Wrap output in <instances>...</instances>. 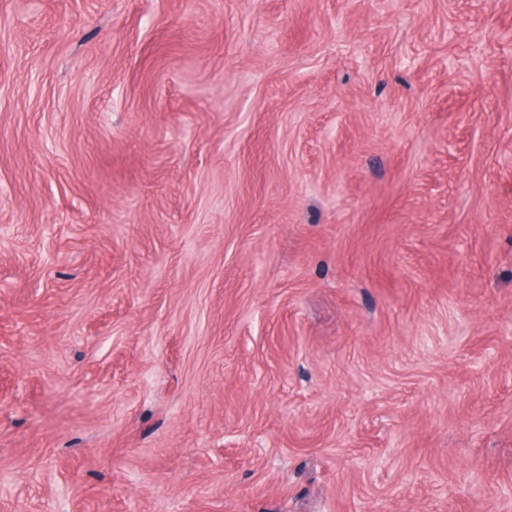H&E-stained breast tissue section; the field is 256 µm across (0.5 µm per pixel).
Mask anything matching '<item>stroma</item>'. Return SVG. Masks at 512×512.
<instances>
[{
    "label": "stroma",
    "mask_w": 512,
    "mask_h": 512,
    "mask_svg": "<svg viewBox=\"0 0 512 512\" xmlns=\"http://www.w3.org/2000/svg\"><path fill=\"white\" fill-rule=\"evenodd\" d=\"M0 512H512V0H0Z\"/></svg>",
    "instance_id": "stroma-1"
}]
</instances>
